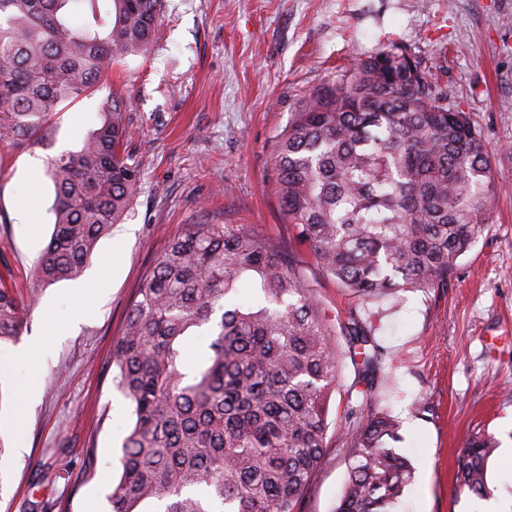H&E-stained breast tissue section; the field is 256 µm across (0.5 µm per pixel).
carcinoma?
I'll return each mask as SVG.
<instances>
[{
	"label": "carcinoma",
	"instance_id": "carcinoma-1",
	"mask_svg": "<svg viewBox=\"0 0 512 512\" xmlns=\"http://www.w3.org/2000/svg\"><path fill=\"white\" fill-rule=\"evenodd\" d=\"M161 0H0V138L50 137L64 103L95 91L112 64L147 50ZM91 15L78 27L72 14ZM432 74L380 50L305 92L270 153L268 179L315 265L355 300L335 326L302 259L236 224H192L135 289L112 350L113 383L132 424L111 512H300L325 457L329 404L348 358L361 404L345 409L347 479L334 512H393L411 482L398 422L375 398L388 350L369 307L403 289L446 284L490 219L498 192L471 114L448 108ZM126 100L112 95L79 147L50 159L54 228L36 267L49 286L79 277L141 182ZM247 283L256 301L236 294ZM0 280V342L16 340L25 305ZM207 329L196 363L183 343ZM342 335L346 350L334 336ZM491 434L457 461L458 490L487 491Z\"/></svg>",
	"mask_w": 512,
	"mask_h": 512
}]
</instances>
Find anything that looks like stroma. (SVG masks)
<instances>
[{"label": "stroma", "mask_w": 512, "mask_h": 512, "mask_svg": "<svg viewBox=\"0 0 512 512\" xmlns=\"http://www.w3.org/2000/svg\"><path fill=\"white\" fill-rule=\"evenodd\" d=\"M394 46L434 73L449 107L471 113L501 188L447 285L398 292L376 322L392 354L379 404L398 421L396 448L413 466L397 512H480L483 499H512V0H162L147 53L116 63L93 95L61 105L50 140L0 141V273L22 299L53 230L45 163L78 148L112 92L128 100L129 149L142 168L129 211L82 275L39 289L18 342L0 343V512H35L45 500L52 512H110L130 425L112 348L143 274L189 225L243 224L283 241L305 259L329 315L346 319L354 301L293 238L268 160L303 92ZM31 207L34 227L22 221ZM22 343L43 345L38 368L14 362ZM354 379L344 363L327 455L303 512H334L341 494ZM480 429L498 441L484 498L455 481L457 457Z\"/></svg>", "instance_id": "35a3bbf8"}]
</instances>
